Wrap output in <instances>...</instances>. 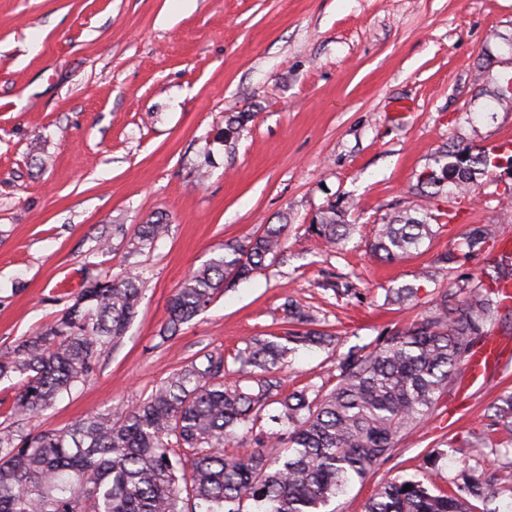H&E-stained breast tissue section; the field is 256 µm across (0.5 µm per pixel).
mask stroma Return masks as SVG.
Masks as SVG:
<instances>
[{
    "mask_svg": "<svg viewBox=\"0 0 512 512\" xmlns=\"http://www.w3.org/2000/svg\"><path fill=\"white\" fill-rule=\"evenodd\" d=\"M194 2L0 0V354L53 324L87 281L133 264L144 294L122 343L23 433L135 406L204 353L230 359L253 337L287 332L289 297L340 343L289 352L281 391L332 389L349 346L407 330L438 291L483 278L487 254L440 261L473 225L512 236V168L491 169L471 196L418 185L457 146L512 152V0ZM232 116L242 124L226 139ZM333 203L351 231L330 246L309 226ZM400 211L438 215L435 235L379 260L369 243ZM159 219L167 236L130 255L137 228ZM281 223L283 255L160 337L192 270ZM405 286L414 301H387ZM492 335L505 351L484 383L454 382L334 512H365L399 476L446 486L451 444L480 471L501 469L488 408L512 390V323Z\"/></svg>",
    "mask_w": 512,
    "mask_h": 512,
    "instance_id": "obj_1",
    "label": "stroma"
}]
</instances>
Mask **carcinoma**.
Wrapping results in <instances>:
<instances>
[{"mask_svg":"<svg viewBox=\"0 0 512 512\" xmlns=\"http://www.w3.org/2000/svg\"><path fill=\"white\" fill-rule=\"evenodd\" d=\"M441 172L425 185L472 191L489 171V152L464 147L446 154ZM345 210L331 204L311 225L329 243L345 238ZM426 213H400L379 225L369 244L378 259L396 260L432 236ZM288 225L267 224L261 234L224 243V251L192 272L177 289L161 337L175 334L224 289L250 279L275 260ZM167 232L161 221L143 224L131 251ZM496 230L475 226L459 253L440 261L463 265L488 251ZM489 283L466 281L440 292L431 312L403 333L353 345L340 355L336 385L306 387L280 396L274 367L295 346H331L335 337L307 329L315 316L292 298L283 310L296 329L254 337L238 351L237 373L252 382L228 385L222 353H207L173 372L132 408L96 413L64 431L0 432V512H326L354 479L388 461L401 440L431 415L448 385L468 367L477 345L512 302V253L489 259ZM141 275L89 283L56 321L0 356V378H20L13 413L30 418L71 394L91 376L95 361L123 336L138 312ZM285 426L257 440L251 454L224 453V442L259 420L270 399ZM495 431L512 438V393L489 407ZM410 489H404V486ZM512 490V461L485 476L462 459L448 489L396 477L381 484L366 512H497L499 490Z\"/></svg>","mask_w":512,"mask_h":512,"instance_id":"cac0c4a2","label":"carcinoma"}]
</instances>
